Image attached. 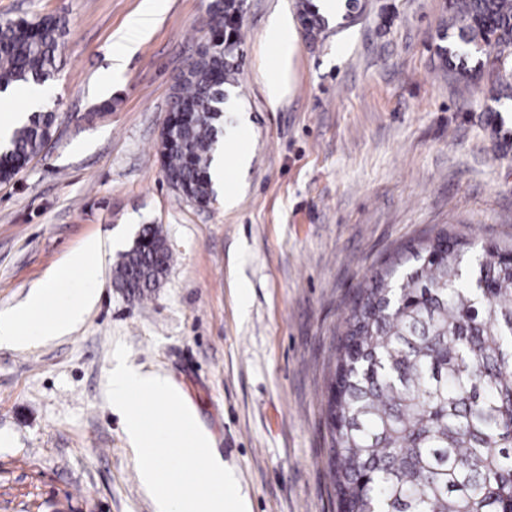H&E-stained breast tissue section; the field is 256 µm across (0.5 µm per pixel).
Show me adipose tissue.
Here are the masks:
<instances>
[{"mask_svg": "<svg viewBox=\"0 0 512 512\" xmlns=\"http://www.w3.org/2000/svg\"><path fill=\"white\" fill-rule=\"evenodd\" d=\"M99 249L97 240H87L48 276L41 288L32 291L25 303L0 312V346L20 348L64 336L82 323L87 307L96 297L92 285L98 269L92 258ZM74 273L79 274L84 287L77 296L63 298L60 285ZM52 300L61 302L62 316L48 315L47 304Z\"/></svg>", "mask_w": 512, "mask_h": 512, "instance_id": "adipose-tissue-1", "label": "adipose tissue"}]
</instances>
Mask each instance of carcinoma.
<instances>
[{
	"mask_svg": "<svg viewBox=\"0 0 512 512\" xmlns=\"http://www.w3.org/2000/svg\"><path fill=\"white\" fill-rule=\"evenodd\" d=\"M451 24L437 50L472 83L496 52L491 99L512 101V0H448ZM243 0H210L213 47L201 46L177 80L173 112L192 113L176 140L161 137L167 182L189 201L214 195L209 169L224 86L237 84ZM307 32L327 19L310 0ZM68 22L47 15L0 20V92L55 77ZM55 123L34 112L0 150V183L39 154ZM452 246L445 247V242ZM512 242L474 250L443 229L408 248L357 289L335 357L327 401L335 491L351 512H512ZM155 227L121 254L118 288L141 298L170 264Z\"/></svg>",
	"mask_w": 512,
	"mask_h": 512,
	"instance_id": "obj_1",
	"label": "carcinoma"
}]
</instances>
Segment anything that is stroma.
I'll return each mask as SVG.
<instances>
[{"label":"stroma","mask_w":512,"mask_h":512,"mask_svg":"<svg viewBox=\"0 0 512 512\" xmlns=\"http://www.w3.org/2000/svg\"><path fill=\"white\" fill-rule=\"evenodd\" d=\"M208 3L0 0V19L69 22L59 71L37 91L53 136L0 184V311L100 242L98 298L76 330L0 348V512H154L107 398L119 342L192 403L249 512H339L325 410L353 291L444 227L479 245L512 239V101L488 112L492 64L467 89L437 55L448 0H338L318 33L300 0H246L220 124L248 146V166L225 159L233 207L186 200L158 144L172 88L210 37ZM138 15L145 29L130 28ZM280 15L298 38L287 65L269 30ZM276 79L288 92L274 107ZM498 115L505 144L491 133ZM148 225L172 261L137 300L112 268Z\"/></svg>","instance_id":"35a3bbf8"}]
</instances>
